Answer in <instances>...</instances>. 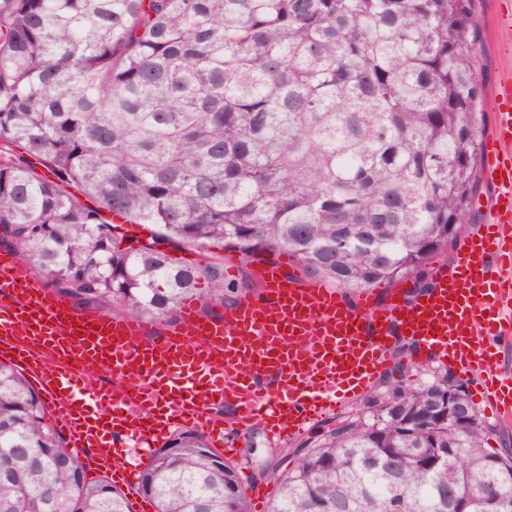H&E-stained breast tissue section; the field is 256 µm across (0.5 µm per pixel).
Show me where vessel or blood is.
<instances>
[{
  "label": "vessel or blood",
  "instance_id": "vessel-or-blood-1",
  "mask_svg": "<svg viewBox=\"0 0 512 512\" xmlns=\"http://www.w3.org/2000/svg\"><path fill=\"white\" fill-rule=\"evenodd\" d=\"M495 97L492 158L482 165L495 188L494 215L416 296L381 303L367 293L350 306L268 265L258 275L260 295L242 297L214 320L186 304L177 329L147 342L141 319L76 312L4 251L0 355L49 398L70 446L127 487L135 473L117 464L116 435L149 447L190 425L220 447L224 426L213 411L230 402L237 430L259 421L271 438L288 439L332 411V394H365L391 363L398 336L475 376L486 408L512 419V381L501 378L496 359L512 343V319L500 315L512 306V81L501 82ZM103 370L115 378L113 389L95 381Z\"/></svg>",
  "mask_w": 512,
  "mask_h": 512
}]
</instances>
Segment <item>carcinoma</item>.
Instances as JSON below:
<instances>
[{"mask_svg": "<svg viewBox=\"0 0 512 512\" xmlns=\"http://www.w3.org/2000/svg\"><path fill=\"white\" fill-rule=\"evenodd\" d=\"M480 31L472 0H0V246L82 311L159 322L236 289L184 246L422 291L479 182ZM125 224L149 236L125 246ZM413 351L262 466L269 512H512V455L483 448L466 382L411 380ZM138 478L156 512H249L195 430ZM0 512H131L1 363Z\"/></svg>", "mask_w": 512, "mask_h": 512, "instance_id": "carcinoma-1", "label": "carcinoma"}]
</instances>
